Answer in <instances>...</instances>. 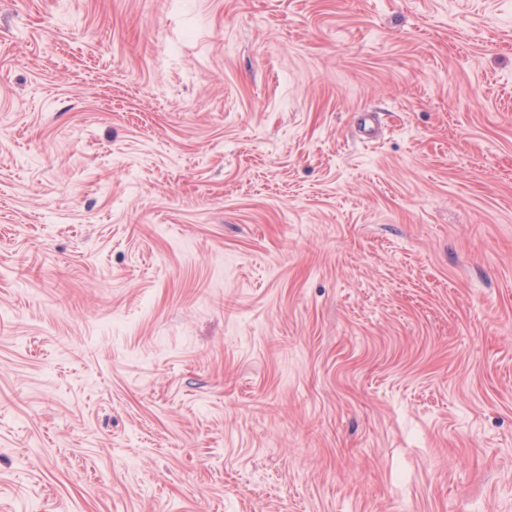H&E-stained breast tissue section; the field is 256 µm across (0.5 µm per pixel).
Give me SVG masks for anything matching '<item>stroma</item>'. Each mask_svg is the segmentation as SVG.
Returning <instances> with one entry per match:
<instances>
[{
	"mask_svg": "<svg viewBox=\"0 0 512 512\" xmlns=\"http://www.w3.org/2000/svg\"><path fill=\"white\" fill-rule=\"evenodd\" d=\"M0 512H512V0H0Z\"/></svg>",
	"mask_w": 512,
	"mask_h": 512,
	"instance_id": "35a3bbf8",
	"label": "stroma"
}]
</instances>
